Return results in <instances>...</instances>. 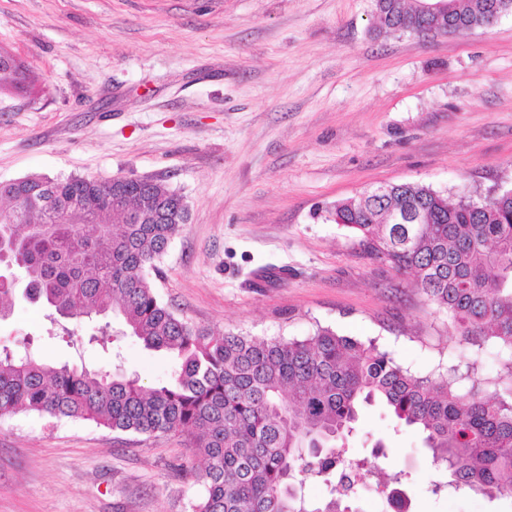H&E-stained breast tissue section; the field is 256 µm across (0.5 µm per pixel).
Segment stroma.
<instances>
[{
	"mask_svg": "<svg viewBox=\"0 0 512 512\" xmlns=\"http://www.w3.org/2000/svg\"><path fill=\"white\" fill-rule=\"evenodd\" d=\"M0 47L34 78L0 91V183L31 175L152 177L188 222L151 277L159 299L221 335L302 340L316 327L374 341L418 376L500 349L457 336L408 276L356 249L331 213L382 185L448 195L512 189V14L464 36L381 29L373 0H0ZM283 270L266 281L268 268ZM167 380L175 360L132 336L64 337L16 297L0 348ZM383 440L410 474L411 512H512V497L435 495L448 481L420 435L373 405L347 455ZM201 462L185 435L95 422L0 418V512H193Z\"/></svg>",
	"mask_w": 512,
	"mask_h": 512,
	"instance_id": "stroma-1",
	"label": "stroma"
}]
</instances>
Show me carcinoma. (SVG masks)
<instances>
[{"instance_id":"obj_1","label":"carcinoma","mask_w":512,"mask_h":512,"mask_svg":"<svg viewBox=\"0 0 512 512\" xmlns=\"http://www.w3.org/2000/svg\"><path fill=\"white\" fill-rule=\"evenodd\" d=\"M448 0V16L427 23L434 36L482 29L490 4ZM384 28L420 34L406 0H376ZM27 69L0 49V89L28 87ZM118 189L154 209L110 206L112 181L32 174L0 184V247L32 287L31 298L75 321L116 313L124 331L171 354L170 378L149 389L137 377L53 365L34 352L0 350V416L32 411L92 420L147 438L186 434L204 460L205 496L194 512H348L354 470L338 451L365 405H380L423 436L452 485L494 499L512 496V389L505 397L455 378L418 377L373 342L319 326L303 339L215 336L190 325L157 297V269L187 217L164 182L135 178ZM97 203V223L58 224L73 198ZM51 201L48 209L33 201ZM334 221L366 256L411 278L448 313L471 345L495 339L504 351L502 381H512V190L489 201L454 200L429 186L400 183L336 205ZM329 497L313 503L306 481Z\"/></svg>"}]
</instances>
